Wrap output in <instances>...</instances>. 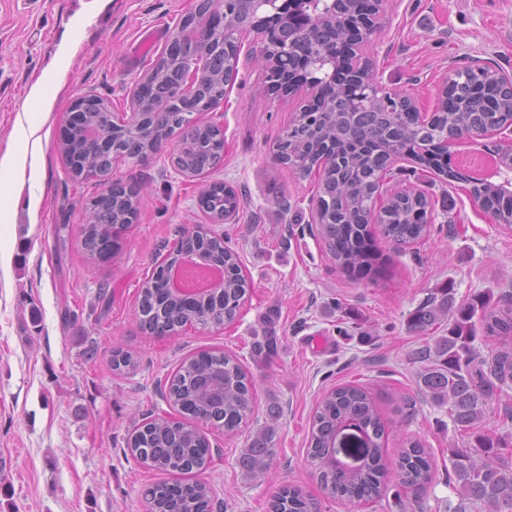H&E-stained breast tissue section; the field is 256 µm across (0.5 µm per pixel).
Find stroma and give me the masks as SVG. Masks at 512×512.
Masks as SVG:
<instances>
[{
	"label": "stroma",
	"mask_w": 512,
	"mask_h": 512,
	"mask_svg": "<svg viewBox=\"0 0 512 512\" xmlns=\"http://www.w3.org/2000/svg\"><path fill=\"white\" fill-rule=\"evenodd\" d=\"M193 0H0V170L10 197L0 208V512H149L145 486L166 474L144 467L126 440L151 417L170 414L160 393L181 360L203 350L235 356L255 385V406L234 435L208 431L214 461L202 475L219 512H270L277 491L302 486L320 512H448L458 497L448 483L449 449L469 437L448 410L417 397V351L431 336L407 329L411 312L435 288L456 300L512 294V229L494 223L468 196V183L446 182L413 161L398 162L389 188L425 192L435 222L416 243L395 249L378 225L370 233L387 266L379 279L340 273L316 232V178L300 179L273 163L272 147L305 102V92L269 99L255 34L242 36L237 73L223 105L205 121L224 129V161L208 178L242 199L236 219L207 220L198 206L201 180L174 169L168 151L142 167L114 173L140 184L138 217L112 259L87 264L81 250L84 204L98 193L73 181L57 149L58 126L78 94L92 91L127 111V93ZM389 21L370 44L373 77L431 108L449 70L485 64L512 71V0H390ZM43 96L31 99L33 88ZM36 128L39 144L27 141ZM207 225L241 258L252 293L233 323L186 327L155 338L140 332L137 294L182 228ZM374 336L348 337L353 319ZM270 325L271 360L252 342ZM134 353L138 367L113 373V349ZM373 386L396 458L403 438L420 439L433 460L423 498L401 486L349 506L321 488L307 454L310 418L322 392L340 384ZM414 398L396 414L395 394ZM272 428L275 453L266 477L241 457L253 430ZM505 438L512 463V389L494 393L482 422Z\"/></svg>",
	"instance_id": "1"
}]
</instances>
